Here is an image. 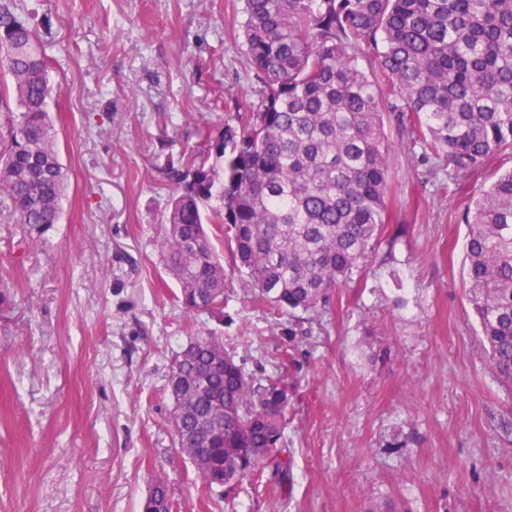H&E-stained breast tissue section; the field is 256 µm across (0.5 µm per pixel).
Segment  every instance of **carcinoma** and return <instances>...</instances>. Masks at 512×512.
<instances>
[{"label": "carcinoma", "mask_w": 512, "mask_h": 512, "mask_svg": "<svg viewBox=\"0 0 512 512\" xmlns=\"http://www.w3.org/2000/svg\"><path fill=\"white\" fill-rule=\"evenodd\" d=\"M244 13L263 97L236 103L233 122L164 168L179 194L161 253L185 308L223 312L230 282L205 230L222 221L253 301L311 324L386 222L384 119L423 120L457 174L512 151V0H246ZM50 68L16 0H0V212L32 246L60 223L69 185L48 115ZM464 221L469 301L512 383V170ZM167 388L176 443L203 486L231 487L270 461L290 476L279 459L294 395L286 364L257 377L223 337L197 334L176 352Z\"/></svg>", "instance_id": "obj_1"}]
</instances>
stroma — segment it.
<instances>
[{"label":"stroma","mask_w":512,"mask_h":512,"mask_svg":"<svg viewBox=\"0 0 512 512\" xmlns=\"http://www.w3.org/2000/svg\"><path fill=\"white\" fill-rule=\"evenodd\" d=\"M51 58L49 112L70 185L31 247L0 223V512H512V386L481 343L462 221L512 152L448 181L394 125L386 222L307 336L253 303L224 227L232 286L197 315L161 257L169 160L259 104L245 0H19ZM222 336L249 371L294 364L285 448L259 480L206 489L177 448L166 387L192 334Z\"/></svg>","instance_id":"1"}]
</instances>
